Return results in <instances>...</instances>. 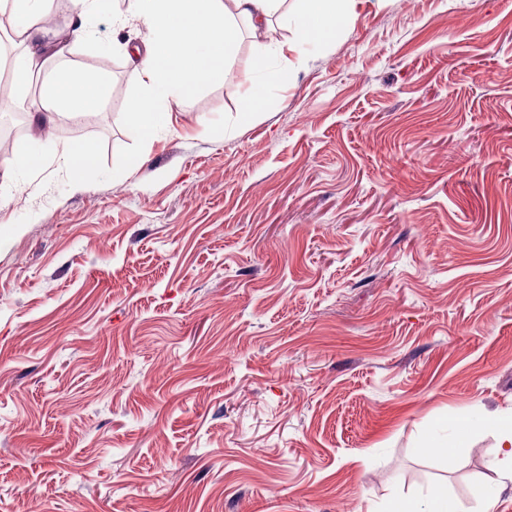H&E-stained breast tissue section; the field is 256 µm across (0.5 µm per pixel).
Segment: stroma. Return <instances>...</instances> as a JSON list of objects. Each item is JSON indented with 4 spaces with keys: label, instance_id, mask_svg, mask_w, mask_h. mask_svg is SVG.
<instances>
[{
    "label": "stroma",
    "instance_id": "1",
    "mask_svg": "<svg viewBox=\"0 0 512 512\" xmlns=\"http://www.w3.org/2000/svg\"><path fill=\"white\" fill-rule=\"evenodd\" d=\"M76 25L56 0L109 124L56 126L95 144L88 190L51 167L0 207V512H383L437 482L512 512L492 433L419 450L512 411V0H360L247 124L242 41L145 148V28ZM483 431H491L496 437L499 448L496 470L502 476L512 478V415L485 412L446 418L429 432L420 449L429 457L450 461L460 448L468 447L472 436Z\"/></svg>",
    "mask_w": 512,
    "mask_h": 512
}]
</instances>
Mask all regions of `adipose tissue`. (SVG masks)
<instances>
[{"instance_id": "ef3b65f1", "label": "adipose tissue", "mask_w": 512, "mask_h": 512, "mask_svg": "<svg viewBox=\"0 0 512 512\" xmlns=\"http://www.w3.org/2000/svg\"><path fill=\"white\" fill-rule=\"evenodd\" d=\"M125 11L115 10L113 0H75L79 25L75 39L92 42L103 15L113 22L125 16L139 20L148 33L144 46L130 51L139 61L140 92L125 107L130 134L149 143L171 125L173 105L212 83L233 76L232 61L242 37L241 24L254 35L268 34L273 22L292 30L300 41L318 46L330 44L353 17L358 0H301L297 10L287 11L285 0H125ZM53 0H0V10L9 11L17 53L10 65L9 96L29 105L40 127L38 137L24 143L0 165V186L12 191L22 187V176L41 171L47 161L65 170L75 189H85L84 177L97 163V149L88 141L70 140L46 154L60 118L81 120L100 111L111 96L108 76L76 61L44 71V49L50 42L48 17ZM250 78L251 93L242 104L238 119L249 123L265 102L272 83H287L292 76L288 46L263 45ZM483 431L493 432L499 453L497 471L512 478V415L482 413L460 415L439 421L421 448L423 454L452 460L470 439Z\"/></svg>"}]
</instances>
